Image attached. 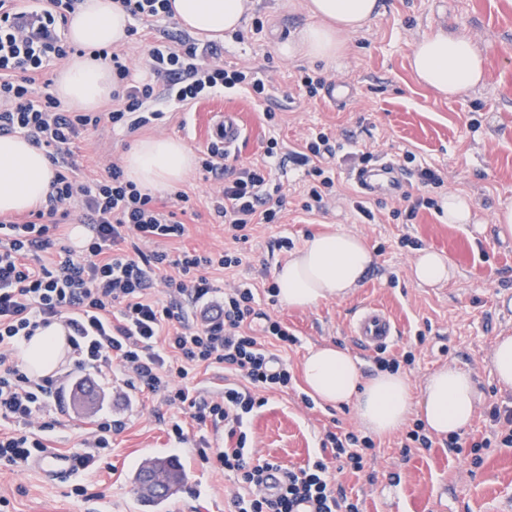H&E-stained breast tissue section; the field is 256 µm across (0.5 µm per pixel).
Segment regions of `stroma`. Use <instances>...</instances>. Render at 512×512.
Masks as SVG:
<instances>
[{
	"label": "stroma",
	"instance_id": "35a3bbf8",
	"mask_svg": "<svg viewBox=\"0 0 512 512\" xmlns=\"http://www.w3.org/2000/svg\"><path fill=\"white\" fill-rule=\"evenodd\" d=\"M379 15L347 41L345 55L331 68L279 54L281 43L304 28L309 17L302 0H249L239 37H225L224 62L260 67L268 90L261 99L244 91H224L196 103L179 106L162 99L155 103L157 119L134 134L114 130L103 122L89 130L75 149L82 171L91 177L122 162L138 140L167 136L180 140L202 157L211 137L212 123L224 111L236 112L245 131L237 150L240 160L257 162L270 138L283 150L302 145L312 133H328L339 149L333 159L336 185L323 209L303 210L304 178L287 170L282 176L286 196L280 223L256 224L245 242L233 241L217 224L209 199L220 188L193 168L179 188L193 199L184 218L183 238L167 243L171 253L230 251L239 254V266L213 271L224 288L248 284L256 288V312L284 322L296 342L282 351L295 376L294 387L270 393L248 424L249 446L257 457H273L290 469H299L321 456L326 432L363 434L356 412L349 406L321 403L307 407L301 400L307 388L301 378L302 361L310 346L333 343L359 360L364 375L374 374L375 355L353 342L348 322L362 305L383 306L393 317L397 335L388 353H412L413 363L400 370L415 387L441 366L454 364L471 372L480 404L464 432L480 438L492 405L512 406V388L499 385L491 362L496 337L512 336V315L502 304L512 297V237L500 238L494 213L500 203L512 202V0H381ZM262 17L264 28L254 31L252 20ZM467 36L485 61L483 83L467 94L445 99L420 86L413 78L410 57L415 43L437 30ZM323 74L354 91L347 108L331 106L323 96L309 97L298 87L303 72ZM274 118H267V108ZM372 152L379 159L403 162L413 153L415 163L443 169V187L428 195L441 199L448 191L468 194L478 224H447L436 208L420 209L414 219L394 217L405 210L407 197L370 198L374 219L353 208L358 200L352 178L358 167L356 151ZM338 229L362 236L375 262L353 294L295 310L272 301L267 289L275 270L315 234ZM411 246H402L403 238ZM288 246H281V239ZM443 252L456 275L441 287L418 284L411 263L418 249ZM94 390V399L81 404L73 385L63 392L65 412L49 444L76 451L84 433L101 414L119 421L122 429L112 438L108 465L91 475L89 493L72 494L71 483L52 484L35 470L0 476V498L8 507L0 512H146L132 477L145 456L176 459L185 472V485L159 507L158 512H231L235 474L200 459L195 442L223 445V429H202L187 420L183 410L157 403L150 395L126 394L121 378L105 379L91 370L77 372ZM184 421L188 443H175L168 434L170 420ZM405 431L379 437L368 453L371 473L330 467L329 477L348 496L358 499L361 512H502L512 499V448H493L473 467L468 453L448 448L437 436L423 451L404 452Z\"/></svg>",
	"mask_w": 512,
	"mask_h": 512
}]
</instances>
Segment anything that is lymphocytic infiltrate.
Listing matches in <instances>:
<instances>
[{
    "label": "lymphocytic infiltrate",
    "mask_w": 512,
    "mask_h": 512,
    "mask_svg": "<svg viewBox=\"0 0 512 512\" xmlns=\"http://www.w3.org/2000/svg\"><path fill=\"white\" fill-rule=\"evenodd\" d=\"M79 2L0 0V136L26 138L44 150L54 169L51 190L38 209L21 221L0 220V472L30 468L57 425L64 377L33 376L18 361L22 340L56 321L68 330L75 367L104 376L120 373L130 389L187 410L197 425L223 426L232 447L202 448L198 454L239 474L235 512H360L328 476L332 459L364 470L375 444L352 432H327L331 458L286 470L279 494L265 492L266 474L279 463L253 456L246 425L260 393L287 390L293 380L287 363L265 341L284 347L295 338L268 316L260 328L252 327V288L223 293L208 277V270L239 265L240 257L194 250L170 256L159 245L184 235L177 213L189 209V195L178 193L179 208L172 211L128 180L118 164L88 179L80 176L75 158L83 132L101 122L133 132L146 125L145 114L158 99L185 106L220 90L247 87L260 95L263 80L255 71L225 67L217 42L202 43L182 32L149 43L146 81L132 79L123 50H94L118 83L111 110L64 109L44 76L76 52L66 30ZM277 146V139H269L263 161L244 164L215 140L201 159L205 178L221 184L212 201L214 216L234 240L244 239L250 225L280 219L284 197L271 183L286 165L308 178L305 210L321 207L335 185L328 162L334 150L325 132L285 155ZM75 207L88 230L77 253L62 244L63 222ZM216 364L236 380L216 396L203 397L196 372ZM487 419L489 436L471 442L457 437L450 448L469 451L476 464L484 450L511 448L512 408L491 407ZM120 429L109 416L95 420L81 444L84 471L97 468Z\"/></svg>",
    "instance_id": "f902f5d3"
}]
</instances>
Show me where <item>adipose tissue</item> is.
<instances>
[{
    "instance_id": "1",
    "label": "adipose tissue",
    "mask_w": 512,
    "mask_h": 512,
    "mask_svg": "<svg viewBox=\"0 0 512 512\" xmlns=\"http://www.w3.org/2000/svg\"><path fill=\"white\" fill-rule=\"evenodd\" d=\"M172 17L182 28L210 40L223 39L241 24L245 0H170ZM311 22L282 43L287 59L335 64L343 57L349 36L362 30L380 9L379 0H305ZM129 15L119 0H83L68 22L69 40L80 46L118 47L128 39ZM411 70L422 86L443 97L464 94L484 79V60L470 39L443 30L418 41ZM114 89L112 74L101 62L73 56L59 72L56 96L68 106L95 110ZM195 159L173 138L138 141L123 159L128 180L156 192L173 188L192 171ZM54 173L45 152L20 136L0 137V214L29 211L50 191ZM374 263L361 237L343 230L312 238L275 271L282 305L309 308L343 298L358 288ZM66 331L54 323L37 330L21 345L23 362L34 373L53 374L67 348ZM309 393L330 405L356 410L370 433L386 436L411 418L438 436L461 434L471 423L479 400L472 376L453 366L431 374L414 391L402 372L388 369L365 376L357 360L334 344H316L303 361Z\"/></svg>"
}]
</instances>
